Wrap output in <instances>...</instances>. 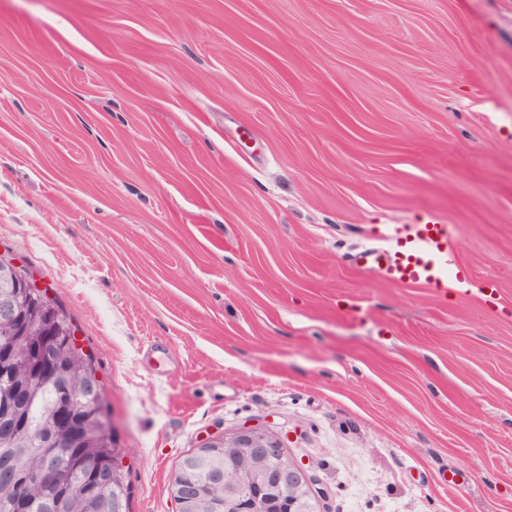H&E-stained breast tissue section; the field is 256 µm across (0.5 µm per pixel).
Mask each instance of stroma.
Instances as JSON below:
<instances>
[{"mask_svg":"<svg viewBox=\"0 0 512 512\" xmlns=\"http://www.w3.org/2000/svg\"><path fill=\"white\" fill-rule=\"evenodd\" d=\"M433 218L469 298L352 267ZM5 248L131 512L249 425L315 512H512V0H0Z\"/></svg>","mask_w":512,"mask_h":512,"instance_id":"stroma-1","label":"stroma"}]
</instances>
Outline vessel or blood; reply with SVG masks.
Returning <instances> with one entry per match:
<instances>
[{
    "instance_id": "obj_1",
    "label": "vessel or blood",
    "mask_w": 512,
    "mask_h": 512,
    "mask_svg": "<svg viewBox=\"0 0 512 512\" xmlns=\"http://www.w3.org/2000/svg\"><path fill=\"white\" fill-rule=\"evenodd\" d=\"M377 246L354 258L355 267L381 273L391 284L404 287L444 288L461 265L444 224H382Z\"/></svg>"
}]
</instances>
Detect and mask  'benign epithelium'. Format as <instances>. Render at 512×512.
I'll use <instances>...</instances> for the list:
<instances>
[{
  "label": "benign epithelium",
  "mask_w": 512,
  "mask_h": 512,
  "mask_svg": "<svg viewBox=\"0 0 512 512\" xmlns=\"http://www.w3.org/2000/svg\"><path fill=\"white\" fill-rule=\"evenodd\" d=\"M41 291L42 286L13 255L0 251V327L5 329L0 337V364L12 368L16 342L28 337L27 371L53 386L56 398L47 410L54 413L59 424L67 427L64 433L51 434L46 443L68 450L83 435V428L73 418V403L103 397V387L98 378L79 377L63 366L52 328L53 312L41 317L22 316V311ZM0 417L9 423L5 434L14 436L22 430L23 421L15 413L13 403L3 405ZM216 448L224 451V466L212 470V481L224 485V504L209 505L210 512H269L272 508L281 512H313L304 469L290 462L281 443L265 431L247 426L230 437L210 438L196 449L194 463L205 464ZM85 463L91 474L84 493L89 512H124L120 503L111 504L95 493L97 487L108 481L110 468L98 464L91 456L85 457ZM60 481V472L51 455L46 456L40 467L28 472L0 467V482L15 487L31 482L56 486ZM171 491L178 512H201L200 495L184 480L182 472L173 473Z\"/></svg>",
  "instance_id": "7a95c632"
}]
</instances>
